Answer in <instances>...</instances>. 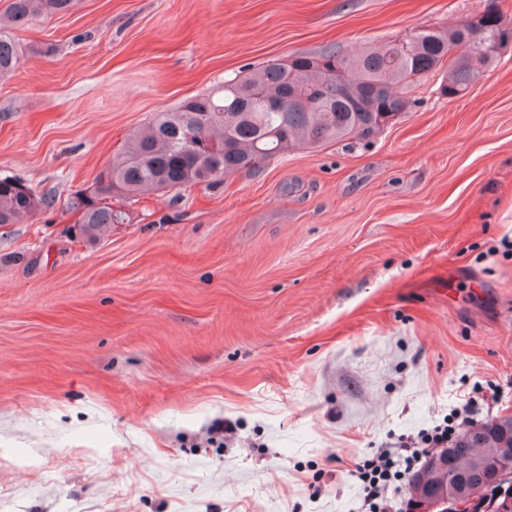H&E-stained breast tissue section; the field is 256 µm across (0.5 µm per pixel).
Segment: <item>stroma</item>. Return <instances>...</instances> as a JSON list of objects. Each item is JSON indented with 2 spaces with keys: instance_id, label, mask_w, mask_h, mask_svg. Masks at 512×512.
<instances>
[{
  "instance_id": "35a3bbf8",
  "label": "stroma",
  "mask_w": 512,
  "mask_h": 512,
  "mask_svg": "<svg viewBox=\"0 0 512 512\" xmlns=\"http://www.w3.org/2000/svg\"><path fill=\"white\" fill-rule=\"evenodd\" d=\"M485 0H76L11 26L0 175V512H358L355 463L512 413V50L366 144L123 201L68 200L155 113L268 61L350 55ZM54 204L48 194L34 192L15 176H0V228L19 224Z\"/></svg>"
}]
</instances>
